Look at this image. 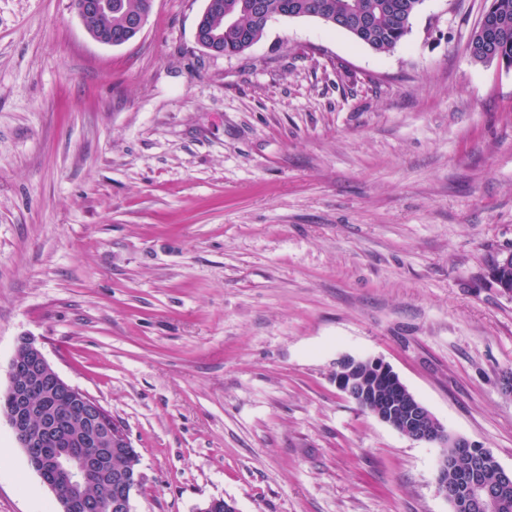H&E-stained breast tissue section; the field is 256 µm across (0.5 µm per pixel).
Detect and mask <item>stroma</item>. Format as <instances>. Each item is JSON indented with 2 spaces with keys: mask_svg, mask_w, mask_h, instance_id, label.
<instances>
[{
  "mask_svg": "<svg viewBox=\"0 0 512 512\" xmlns=\"http://www.w3.org/2000/svg\"><path fill=\"white\" fill-rule=\"evenodd\" d=\"M207 0L128 43L73 0H0V392L22 338L128 433L134 512H451L438 445L361 410L389 365L512 470V68L466 50L486 0H425L378 53L310 19L244 53ZM0 512L55 499L0 416Z\"/></svg>",
  "mask_w": 512,
  "mask_h": 512,
  "instance_id": "obj_1",
  "label": "stroma"
}]
</instances>
